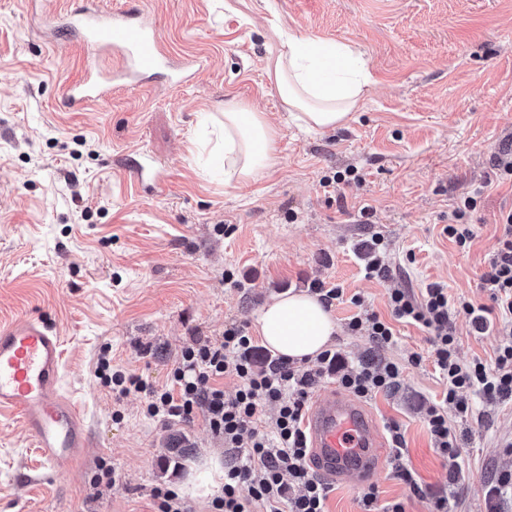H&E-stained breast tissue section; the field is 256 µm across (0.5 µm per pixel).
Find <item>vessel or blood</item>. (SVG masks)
Here are the masks:
<instances>
[{
    "label": "vessel or blood",
    "mask_w": 512,
    "mask_h": 512,
    "mask_svg": "<svg viewBox=\"0 0 512 512\" xmlns=\"http://www.w3.org/2000/svg\"><path fill=\"white\" fill-rule=\"evenodd\" d=\"M69 24L91 49L111 56L113 63L107 73L89 65L82 82L65 84L61 100L67 109L106 100L159 74L176 88L200 68L197 58L179 62L169 56L153 28L141 21L132 0L112 11L79 5ZM61 362V340L42 321L21 319L0 328V411L21 419L49 461L68 466L82 457L89 437L80 408L60 393ZM305 427L309 461L330 480L362 484L386 452L387 443L366 406L333 388L312 404Z\"/></svg>",
    "instance_id": "1"
}]
</instances>
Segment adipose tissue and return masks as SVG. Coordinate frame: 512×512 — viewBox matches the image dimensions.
Returning a JSON list of instances; mask_svg holds the SVG:
<instances>
[{"mask_svg": "<svg viewBox=\"0 0 512 512\" xmlns=\"http://www.w3.org/2000/svg\"><path fill=\"white\" fill-rule=\"evenodd\" d=\"M366 62L350 44L289 35L267 65L287 112L314 130L345 126L366 95ZM276 132L264 113L230 102L224 107V183L243 186L272 161ZM336 322L305 292L274 296L261 308L256 330L265 344L293 360L316 357L336 333Z\"/></svg>", "mask_w": 512, "mask_h": 512, "instance_id": "1", "label": "adipose tissue"}]
</instances>
